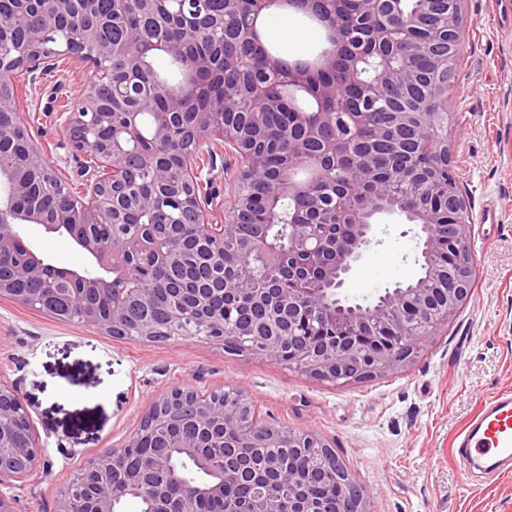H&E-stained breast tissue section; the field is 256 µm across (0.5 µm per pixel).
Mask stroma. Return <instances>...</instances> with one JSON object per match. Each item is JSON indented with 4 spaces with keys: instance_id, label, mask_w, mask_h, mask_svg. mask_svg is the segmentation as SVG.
Wrapping results in <instances>:
<instances>
[{
    "instance_id": "stroma-1",
    "label": "stroma",
    "mask_w": 512,
    "mask_h": 512,
    "mask_svg": "<svg viewBox=\"0 0 512 512\" xmlns=\"http://www.w3.org/2000/svg\"><path fill=\"white\" fill-rule=\"evenodd\" d=\"M452 164L474 219L476 277L448 327L402 371L348 386L197 337L129 341L0 298V373L21 384L48 474L17 491L16 512H53L59 489L92 455L136 430L156 394L244 389L263 421L317 431L372 496L375 512H512V471H464L455 435L493 396L512 391V0H466L448 93ZM54 265L88 266L69 241L27 224ZM419 228L380 216L342 288L371 302L421 274Z\"/></svg>"
}]
</instances>
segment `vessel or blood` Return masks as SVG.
Listing matches in <instances>:
<instances>
[{
    "instance_id": "b4317fda",
    "label": "vessel or blood",
    "mask_w": 512,
    "mask_h": 512,
    "mask_svg": "<svg viewBox=\"0 0 512 512\" xmlns=\"http://www.w3.org/2000/svg\"><path fill=\"white\" fill-rule=\"evenodd\" d=\"M455 458L464 465L512 461V393L491 398L454 441Z\"/></svg>"
}]
</instances>
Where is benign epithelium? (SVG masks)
Instances as JSON below:
<instances>
[{
  "mask_svg": "<svg viewBox=\"0 0 512 512\" xmlns=\"http://www.w3.org/2000/svg\"><path fill=\"white\" fill-rule=\"evenodd\" d=\"M320 5V15L329 25L330 37L320 58L324 66L333 63L346 45L345 22L336 13V0H295L302 12H311V2ZM22 11H35L41 18L40 34L21 46L2 48L14 40L15 14L0 12V116L20 115L17 82L34 85L62 58L83 69L84 81L70 95V107L58 112L65 140L59 147L73 156L92 155L95 165L81 163L76 177L62 173L60 158L44 153L32 144L23 167L0 168V258L15 253L21 239L20 225L36 224L44 233L70 239L89 257L90 264L104 272L87 277L76 275L75 289L81 323L113 336L123 337L131 307L148 308L153 290L135 288L141 276L134 261L145 257L158 268L171 270L180 278V287L171 289L167 322L174 326L193 325L210 343L224 345L234 337L251 355L273 362L282 358L285 340L296 343L292 361L306 376L336 384L358 383L407 367L420 346L439 335L448 321L471 295L475 266L471 248L473 217L466 194L460 189L449 159L448 146V56L458 49L463 34L466 0H424V9L397 26L390 17L401 10L402 0H358L359 14L374 21L372 40L386 56L413 51L418 46L408 35L425 18L437 21L445 39L423 47L433 58L432 71L418 75L382 63L377 77L361 81L358 72L363 56L353 53L349 75L356 87V100L337 112H321L320 119L304 126V136L288 144V165L306 169L318 165L328 173L347 155L353 159L336 185V209L346 215L348 230L331 238L322 235L323 225L293 224L288 239V275L315 276L317 288L285 292L278 287L273 271L281 262L268 264V285L257 288L252 282L222 274L224 246L236 241L239 216L252 205L243 185L261 169L256 144L264 131L256 122L218 120L211 112H197L185 134L178 132L177 119L184 111L191 88L173 93L157 86L153 97L162 100L169 121L153 127L154 149L130 147L140 135V102L143 96L135 82L147 50L157 49L167 56L188 60L191 70L209 69L212 55H188L189 44L202 30L219 37L230 33L240 42L253 41L254 21L271 10L273 0H222V9L212 10V0H178L182 14L196 21L184 29V39L172 43L149 34L156 17L157 0H137L140 26L123 31L114 43L106 32L123 27L130 0H113L111 10L101 8V0H18ZM126 56L123 80L112 78V60ZM307 70L298 64L268 59L261 79L250 93L238 85L224 87L222 105L243 107L249 114H262L279 102L266 94V85L283 88L306 86ZM395 93H412L418 111L393 113L392 125L380 129L372 143L357 135L360 126L382 111ZM327 126L339 129L334 139H326ZM424 130V139L414 141L417 153L425 157L424 195L447 193L448 210L462 215L457 224H442L439 212L423 204L408 212L410 222L420 228L421 267L424 275L407 285L398 283L385 289L370 304L351 305L339 296L346 276L364 251L373 243L374 219L395 214L392 208L395 186L403 183L406 171L396 167L370 192L378 210H351L341 199L360 192L374 176L373 161L378 153ZM186 156L176 179L166 165L170 154ZM234 159L235 172L228 180L230 198L216 186L213 171L217 155ZM141 169L152 171L155 188L149 193L129 191V184ZM55 181L62 188L63 202L51 210L29 205L30 175ZM278 195L299 200L317 215L327 210L331 193L319 188L318 180L300 184L291 180L279 184ZM162 213L167 228L144 223L140 216ZM112 225V239L97 233L96 224ZM455 249L458 258L441 267L432 262L441 242ZM249 253L274 259L279 252L268 231L261 230L250 242ZM219 271L206 280L195 279L199 269ZM18 280L39 285V295L16 293ZM58 275L29 249L26 258L12 266L10 276L0 277V298L8 297L38 308L46 294L58 291ZM112 296L109 316H103L97 300L104 292ZM317 312L327 336L315 349L307 347L295 334V322ZM395 330L394 343L375 353L362 349V342L376 348L384 342L381 332ZM161 327L150 318L139 320L128 339L158 341ZM189 412L192 432L178 440L164 461L142 466L132 455L147 435L167 433L176 416ZM31 420L17 383L0 377V484L15 489L26 487L29 479L45 468L46 460L37 434L27 442L17 440L13 423L18 417ZM256 423L252 402L245 391L223 390L201 395L190 387H173L159 393L141 415L134 434L122 445L107 448L90 457L66 483L69 492L58 491L54 512H72L71 493L78 494L82 512H118L127 498H142L147 512H185L188 502L224 501V512H283V503L292 502L291 512H372L370 493L358 485L322 437L314 431L288 433L315 458L327 461L316 477L324 484L325 499L294 498V480L282 473L267 454L245 457L226 436L233 430L249 434ZM190 458L210 474L204 485L182 483L176 459ZM248 486L255 492L242 501L224 499L225 486Z\"/></svg>",
  "mask_w": 512,
  "mask_h": 512,
  "instance_id": "obj_1",
  "label": "benign epithelium"
}]
</instances>
